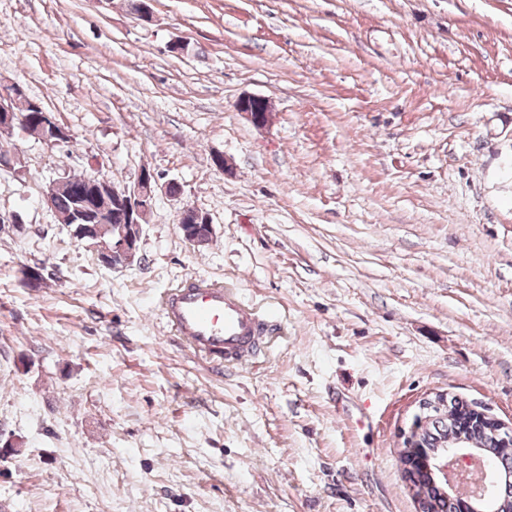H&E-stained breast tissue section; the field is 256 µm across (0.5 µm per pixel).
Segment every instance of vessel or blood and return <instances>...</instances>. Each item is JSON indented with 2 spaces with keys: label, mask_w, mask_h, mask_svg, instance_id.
I'll return each mask as SVG.
<instances>
[{
  "label": "vessel or blood",
  "mask_w": 512,
  "mask_h": 512,
  "mask_svg": "<svg viewBox=\"0 0 512 512\" xmlns=\"http://www.w3.org/2000/svg\"><path fill=\"white\" fill-rule=\"evenodd\" d=\"M160 309L176 339L217 370L246 363L271 328L236 289L204 278L166 292Z\"/></svg>",
  "instance_id": "vessel-or-blood-1"
}]
</instances>
